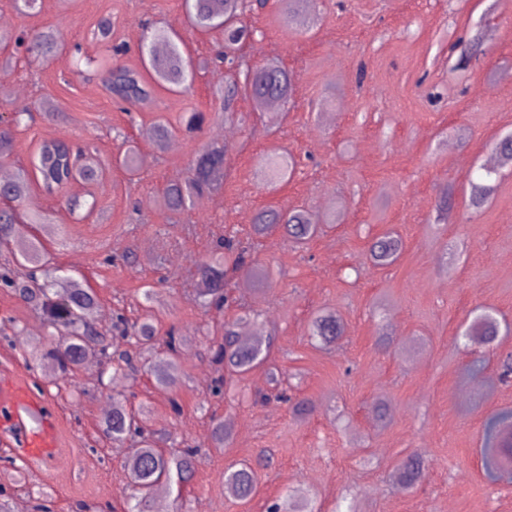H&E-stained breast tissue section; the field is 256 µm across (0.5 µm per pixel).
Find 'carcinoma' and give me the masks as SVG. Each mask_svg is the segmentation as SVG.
<instances>
[{"label": "carcinoma", "instance_id": "carcinoma-1", "mask_svg": "<svg viewBox=\"0 0 512 512\" xmlns=\"http://www.w3.org/2000/svg\"><path fill=\"white\" fill-rule=\"evenodd\" d=\"M309 0H277L280 16L288 28L299 30L309 26L306 12ZM252 5L247 0H185V10L191 25L201 31L220 29L224 33L221 49L205 67L216 66L234 55L237 59V76L242 78V92L251 98L255 108L268 112L274 104L285 105L290 101L294 76L275 62H265L247 67L246 59L237 52L253 36V30L244 20ZM170 28L150 30L141 44V53L147 57L151 79H146L137 69L125 65L106 70L105 89L118 103L136 104L152 94L153 85H163L172 91L186 87L192 64L185 60L173 39ZM58 46L56 29L49 26L27 37L28 58L32 61L48 59ZM485 52L484 42L476 34L464 43L456 68H464L470 59ZM31 118L26 107L11 113L0 122V160L11 158L15 143V130ZM497 163L481 165L480 176L469 183L468 207L474 211L484 209L496 190L500 170L512 167V133L501 136L494 146ZM226 148L214 143L196 154L191 176L185 181L168 184L161 197V206L171 212H181L191 206L194 197L210 194L224 185V158ZM293 170V160L286 154L273 153L264 163L263 173L269 181L282 180ZM94 181L99 176L93 147L89 144L76 146L66 139L43 143L39 146L32 169L17 170L14 179L0 182V241L15 242L13 260L15 269L0 273V281L23 301L43 310L49 327L54 329L56 342L46 346L35 343L29 356L54 380L72 378L82 369L89 355H97L101 361L100 374L113 370L121 374L133 368V357L122 350L132 342L138 347L154 349L162 347L151 374L155 382L167 388H175L181 381L180 353L185 337L173 331L159 335L151 318L129 322L122 315L116 316L113 328L118 331L119 343H114L92 325L98 299L92 289L86 287L84 278L67 276L61 279H39L35 269L42 266L43 246L28 234L29 226L45 224L47 218L40 212L24 214L19 207L27 199L32 185L37 183L49 196L61 191L70 176ZM336 223V215L324 220L304 208H266L254 216L253 229L261 234L280 226L296 243H304L322 232V224ZM401 240L385 233L370 248L371 261L380 266L394 263L400 256ZM239 274L255 283L269 278V272L249 259L247 250L231 238L220 241L214 252L198 266L202 288L198 292L200 305L223 304L228 300L224 291L227 274ZM341 320L332 313L316 316L310 327V335L328 346L343 335ZM500 334V322L495 312L481 307L473 319L460 332L464 345L474 349L489 345ZM272 340L243 341L237 331V323L224 325V342L211 348V361L216 366L214 391H232L236 377L267 362ZM143 412L129 409L123 401H116L112 413L103 420L102 434L114 442H129L130 451L125 461L130 484L134 488V504L126 512H154L153 493L156 487L165 485L177 489L176 499L182 498V490L195 477V457L198 449L187 445L176 453L167 452L159 445L155 433L142 420ZM230 428L224 420L214 419L211 439L214 447L222 448L229 442ZM485 454L483 467L486 473L512 475V413L492 417L486 424L484 437ZM423 475L422 461L409 456L396 467L397 481L406 489L415 488ZM225 490L240 501L251 499L257 492L256 471L243 465L224 472ZM270 512H315L310 499L297 490L288 493L282 502Z\"/></svg>", "mask_w": 512, "mask_h": 512}]
</instances>
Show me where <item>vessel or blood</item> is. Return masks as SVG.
<instances>
[{"label": "vessel or blood", "instance_id": "b4317fda", "mask_svg": "<svg viewBox=\"0 0 512 512\" xmlns=\"http://www.w3.org/2000/svg\"><path fill=\"white\" fill-rule=\"evenodd\" d=\"M0 435L34 470L54 467L60 456L56 416L9 372L0 374Z\"/></svg>", "mask_w": 512, "mask_h": 512}]
</instances>
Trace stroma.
<instances>
[{"mask_svg": "<svg viewBox=\"0 0 512 512\" xmlns=\"http://www.w3.org/2000/svg\"><path fill=\"white\" fill-rule=\"evenodd\" d=\"M309 9L318 23L307 32L288 29L272 2L246 17L255 31L249 61L278 59L296 77L295 94L273 123L243 95L225 118L214 95L224 82L220 67L193 71L187 91L155 89L127 112L111 101L99 73L77 71V47L100 65L112 61L91 35L103 16L112 20L113 43L128 48L117 63L140 67L148 22L173 27L188 60L211 57L223 34L187 26L184 0H41L26 17L13 0H0V30L30 34L52 25L61 32L57 52L42 65L29 62L24 48H8L17 59L8 78L13 102L0 104V114L24 105L33 118L17 132L7 169L28 162L50 138L88 142L99 158L98 181L78 183V199L97 202L82 220L60 198L30 193L31 208L51 218L35 230L51 268L60 277L84 274L98 298V330L111 329L118 313L142 316V288L150 282L162 298L154 308L159 329L190 337L178 388L153 383L146 353L121 387L99 380L94 366L55 387L24 358L31 328L40 341L49 339L44 315L0 284V370L42 389L59 420L57 468L27 471L19 488L13 465L0 457V485L28 512L40 491L51 493L54 512H73L79 503L123 512L129 447L102 435L99 405L107 397L148 403L152 429L199 448L185 512H266L296 488L316 512H345L352 501L360 512H512V484L490 480L482 460L485 420L512 409V384L499 379L500 360L512 353V170L501 174L485 210L471 212L463 197L495 141L512 131V0H497L493 9L488 0H311ZM479 29L487 55L452 70L451 46ZM193 110L208 120L194 137L176 135L178 149L149 140L157 120L175 126ZM219 141L228 148L223 189L203 209L161 208L167 184L185 179L193 157ZM130 147L152 158L134 176L117 163ZM284 151L296 160L291 178L261 181L267 155ZM449 183L455 204L438 224ZM301 204L340 221L305 244L280 229L254 236L257 211ZM387 232L403 250L379 267L368 249ZM225 236L249 246L271 277L250 286L229 279V304L206 311L197 301L196 267ZM479 305L495 311L506 334L485 351L474 378L458 332ZM246 309L263 314L261 335L273 340L269 364L247 373L236 390L212 395L209 349ZM324 312L345 325L329 347L309 335ZM272 367L291 396L312 403L311 416L299 418L283 402H254L256 392H271ZM380 397L390 405L383 421L374 410ZM215 417L235 423L221 448L210 438ZM413 453L425 457L427 469L420 486L405 490L393 473ZM245 461L259 485L239 501L225 492L222 475Z\"/></svg>", "mask_w": 512, "mask_h": 512, "instance_id": "35a3bbf8", "label": "stroma"}]
</instances>
